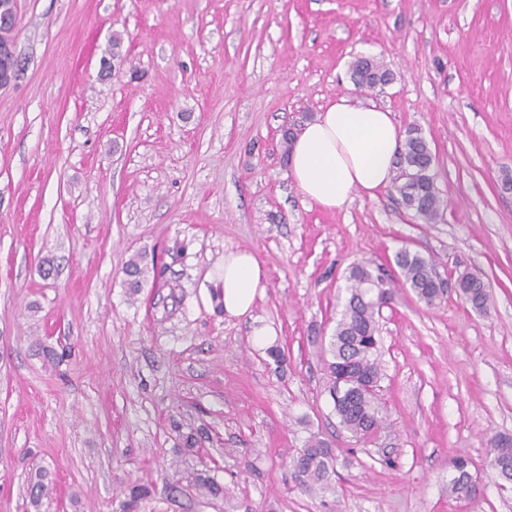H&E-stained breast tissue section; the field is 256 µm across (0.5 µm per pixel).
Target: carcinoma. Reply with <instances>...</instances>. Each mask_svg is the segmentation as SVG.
I'll list each match as a JSON object with an SVG mask.
<instances>
[{
	"label": "carcinoma",
	"mask_w": 512,
	"mask_h": 512,
	"mask_svg": "<svg viewBox=\"0 0 512 512\" xmlns=\"http://www.w3.org/2000/svg\"><path fill=\"white\" fill-rule=\"evenodd\" d=\"M350 78L364 89H384L393 74L377 59L357 57L350 65ZM435 155L421 131L406 132L397 151V170L393 187L406 208L414 211L425 224L437 221L444 206L435 185ZM402 285L428 305L442 300L445 291L435 282V267L423 254L408 247L394 255ZM147 256L129 259L124 273L129 291L137 293L147 280ZM349 296L328 342L332 360L327 364L328 392L339 425L358 441L370 442L384 429L385 407L379 397L383 377L378 356L381 344L379 316L382 301L391 298L396 281L380 272L370 261L353 265L346 276ZM454 290L472 309L487 310L490 293L483 279L463 271L453 284ZM336 455L328 443L315 436L293 458V478L302 488L330 491L334 489ZM491 469L499 479L512 483V438H495ZM453 473L448 481V496L472 501L479 495L470 472V461L459 455L452 460Z\"/></svg>",
	"instance_id": "carcinoma-1"
}]
</instances>
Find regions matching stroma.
<instances>
[{
    "label": "stroma",
    "instance_id": "stroma-1",
    "mask_svg": "<svg viewBox=\"0 0 512 512\" xmlns=\"http://www.w3.org/2000/svg\"><path fill=\"white\" fill-rule=\"evenodd\" d=\"M17 4L21 75L0 89V512H124L135 484L136 512H512L489 466L492 438L512 435V0ZM359 56L393 83L356 88ZM341 95L426 137L436 223L390 187L334 211L302 198L281 130ZM404 245L440 277L479 275L491 302L394 289L387 427L363 443L333 411L321 339L350 267L392 268ZM234 250L266 272L241 317L214 301ZM141 253L155 275L133 295L123 268ZM314 435L335 450V493L292 478ZM459 455L479 487L467 504L448 495Z\"/></svg>",
    "mask_w": 512,
    "mask_h": 512
}]
</instances>
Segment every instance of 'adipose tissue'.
<instances>
[{
    "mask_svg": "<svg viewBox=\"0 0 512 512\" xmlns=\"http://www.w3.org/2000/svg\"><path fill=\"white\" fill-rule=\"evenodd\" d=\"M400 140L399 127L389 110L341 96L295 136L289 175L308 202L327 210L340 209L354 192L372 196L391 184ZM265 277L250 253L225 254L221 283L225 314L250 312Z\"/></svg>",
    "mask_w": 512,
    "mask_h": 512,
    "instance_id": "obj_1",
    "label": "adipose tissue"
}]
</instances>
